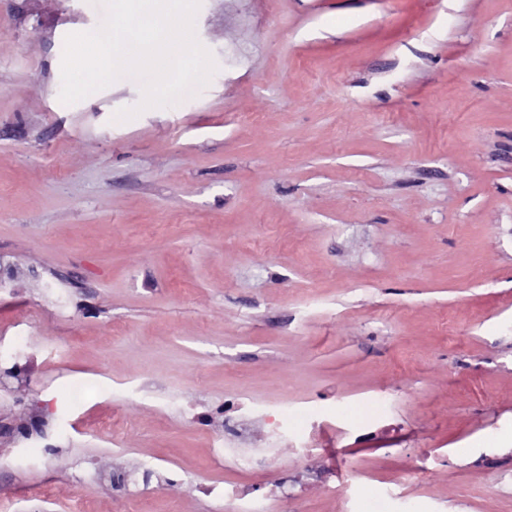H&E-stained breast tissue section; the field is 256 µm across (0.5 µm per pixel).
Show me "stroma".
<instances>
[{
    "instance_id": "stroma-1",
    "label": "stroma",
    "mask_w": 512,
    "mask_h": 512,
    "mask_svg": "<svg viewBox=\"0 0 512 512\" xmlns=\"http://www.w3.org/2000/svg\"><path fill=\"white\" fill-rule=\"evenodd\" d=\"M105 13L0 0L10 512H512V0H201L127 121Z\"/></svg>"
}]
</instances>
